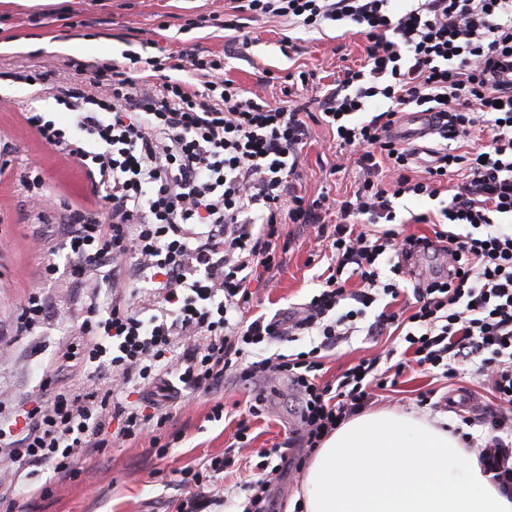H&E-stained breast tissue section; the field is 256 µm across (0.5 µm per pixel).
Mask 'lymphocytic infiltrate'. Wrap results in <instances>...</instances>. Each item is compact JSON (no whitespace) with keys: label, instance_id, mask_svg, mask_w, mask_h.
<instances>
[{"label":"lymphocytic infiltrate","instance_id":"f902f5d3","mask_svg":"<svg viewBox=\"0 0 512 512\" xmlns=\"http://www.w3.org/2000/svg\"><path fill=\"white\" fill-rule=\"evenodd\" d=\"M240 9L365 36L364 64L345 69L336 89L317 99L337 149L357 155L362 181L327 226L328 205L292 192L290 178L312 136L299 106L245 96L225 78L217 54L162 49L128 54L123 63L68 58L61 70L20 64L8 71L7 79L63 106L62 121L32 109L21 117L38 141L73 158L90 185L84 201L58 200L40 167L21 175L29 202L54 207L68 265L43 259L40 285L28 293L15 331L41 327L48 307L40 286L61 270L96 278L106 301L83 312L64 358L75 370L103 369L112 379L90 389L44 375L47 397L24 412L20 431L0 419V455L48 463L70 477L82 453L136 439L150 422L164 424L147 403L130 401L131 387L171 374L207 391L229 372L245 381L288 377L301 395V441L318 448L389 383L374 358L332 384H320L318 373L320 351L362 330L378 335L396 319L383 311L364 321L380 297L401 293L404 266L395 263L392 280L382 282L379 257H399L418 242L394 229L395 199L438 198L462 173L465 181L438 213L448 273L414 288L403 341L413 363L444 378L473 366L488 399L480 418L463 422L487 428L478 461L512 493V0H243ZM188 73L194 82L185 81ZM418 108L429 112L439 147L416 177L418 148L392 130L402 112ZM476 127L488 135L485 150L455 152L454 142ZM381 170L388 183L377 180ZM287 222L328 235L336 267L297 314L244 320L254 277L279 266V228ZM358 224L383 231L358 234ZM454 224L471 231L451 232ZM348 267L361 279L358 290L342 278ZM143 288L157 299L147 317L133 308ZM301 335L318 337V346L264 356L271 342ZM178 336L197 342L177 359ZM232 464L215 457L207 474L183 478L190 512L211 502L217 475Z\"/></svg>","mask_w":512,"mask_h":512}]
</instances>
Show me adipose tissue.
<instances>
[{
  "instance_id": "adipose-tissue-1",
  "label": "adipose tissue",
  "mask_w": 512,
  "mask_h": 512,
  "mask_svg": "<svg viewBox=\"0 0 512 512\" xmlns=\"http://www.w3.org/2000/svg\"><path fill=\"white\" fill-rule=\"evenodd\" d=\"M301 512H512L462 439L395 410L345 420L316 448Z\"/></svg>"
}]
</instances>
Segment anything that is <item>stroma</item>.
Masks as SVG:
<instances>
[{"mask_svg":"<svg viewBox=\"0 0 512 512\" xmlns=\"http://www.w3.org/2000/svg\"><path fill=\"white\" fill-rule=\"evenodd\" d=\"M199 15L211 16L209 26L188 27ZM233 20L234 29L224 27ZM155 41L176 50L211 51L224 57V76L249 97L282 99L284 86L307 98L305 121L313 137L303 147L299 168L291 184L295 194L312 202L326 194L336 199L355 191L360 168L336 151L333 132L318 123L319 108L312 93H327L345 68L363 64L367 40L328 26L307 31L279 17L254 18L235 11L234 0H0V69L17 63L49 65L62 57L109 60L126 50L142 52L143 42ZM305 75L307 85L295 84ZM57 112L50 95L34 97L23 85L0 79V139L14 149V178L0 183V407L31 409L44 399L42 368L61 361L76 317L104 291L95 279L76 282L62 275L45 286L48 314L34 333L19 336L15 323L31 284L36 283L43 253L32 238H51L56 228L37 223L25 202L17 174L35 163L44 171L50 189H63L69 199L87 195L77 164L42 145L19 120L20 106ZM396 219L408 234L432 235L429 222L439 200L404 197L394 202ZM288 242L285 266L272 281L252 285V313H293L320 289L319 274L332 253L315 231L285 224L280 228ZM404 345L397 336H353L322 360L324 380L335 381L360 360L376 356L403 358ZM260 418L249 417L246 403L252 387L234 374H226L220 389L186 394L176 390L171 401L159 404L168 416L158 434L167 443L165 455L151 451L149 436L114 445L90 457H81L71 478L58 480L46 465L15 468L0 461V470L15 473L17 502L24 512H182L187 495L179 470L201 471L210 459L231 454L235 464L224 474V494L206 512H243L247 499L241 486L256 474L261 448L281 445L301 424L295 413L297 395L287 379H279ZM475 376L458 372L454 380L435 377L415 364L406 365L395 386L379 391L371 406L414 412L461 425L471 410L463 403L467 391L477 390ZM441 396L440 407L425 403L428 391ZM222 405L214 416V405ZM247 421L246 438L236 435L239 421ZM48 487L45 498H31L27 489Z\"/></svg>","mask_w":512,"mask_h":512,"instance_id":"stroma-1","label":"stroma"}]
</instances>
